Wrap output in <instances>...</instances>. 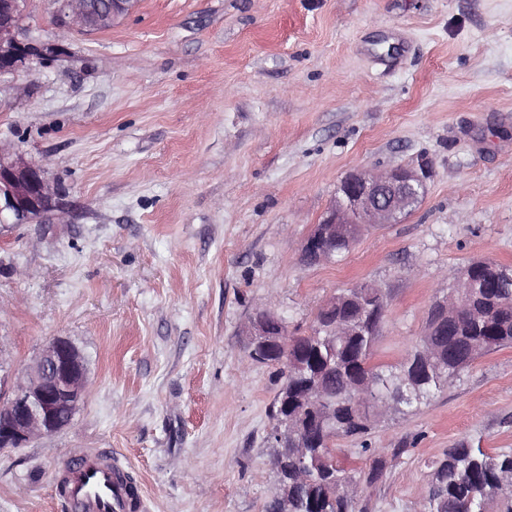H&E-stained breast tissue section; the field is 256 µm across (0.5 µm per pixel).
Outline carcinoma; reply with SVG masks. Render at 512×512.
<instances>
[{"mask_svg":"<svg viewBox=\"0 0 512 512\" xmlns=\"http://www.w3.org/2000/svg\"><path fill=\"white\" fill-rule=\"evenodd\" d=\"M479 279L491 284L498 278L499 265L491 262L470 263ZM357 303L348 304L353 320L361 323L356 336H331L326 332L323 311H318L312 338L300 337L288 348L292 356L307 347L306 364L296 370L292 362L278 364L284 384L272 406L273 419H279L285 396H293L301 382L320 386L328 394H336V436L353 437L368 433L373 420L366 413L347 406L346 381L351 370L366 372L373 378L371 398L391 401L404 416L416 414L419 407L431 401L445 384L459 376L478 357L501 347L512 345V307L496 301L475 299L473 307L482 311L484 320L477 321L463 311L459 326L443 340L452 348L448 365L427 373L413 372L418 352L408 350L396 364L378 363L369 369L357 365L358 359L372 357L384 316L370 315L378 304L374 288H351ZM362 423L351 426L353 414ZM279 495L265 506V512H281L288 502V512H354L344 488L353 484L351 472L335 460L325 445L316 444L301 456L274 455ZM419 512H512V453H492L460 443L444 453L436 462L428 494L420 502Z\"/></svg>","mask_w":512,"mask_h":512,"instance_id":"carcinoma-1","label":"carcinoma"}]
</instances>
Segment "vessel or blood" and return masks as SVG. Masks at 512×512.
Listing matches in <instances>:
<instances>
[{
	"mask_svg": "<svg viewBox=\"0 0 512 512\" xmlns=\"http://www.w3.org/2000/svg\"><path fill=\"white\" fill-rule=\"evenodd\" d=\"M56 496L64 512H141L144 504L142 494L130 489L124 467L98 449L72 454Z\"/></svg>",
	"mask_w": 512,
	"mask_h": 512,
	"instance_id": "b4317fda",
	"label": "vessel or blood"
}]
</instances>
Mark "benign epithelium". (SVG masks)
I'll list each match as a JSON object with an SVG mask.
<instances>
[{"label":"benign epithelium","instance_id":"1","mask_svg":"<svg viewBox=\"0 0 512 512\" xmlns=\"http://www.w3.org/2000/svg\"><path fill=\"white\" fill-rule=\"evenodd\" d=\"M25 0H0V74L16 70L26 63L59 56V48L40 44L22 35L21 19ZM54 15L63 27L78 26L89 30L111 27L128 13L137 0H51ZM426 192L423 169L394 167L369 168L344 178L326 215L303 243L302 251L312 262L331 260V246L342 238L351 244L375 224H395L410 214ZM54 187L44 177L40 166L0 144V224H30L42 219L52 208ZM471 268L460 270L453 289L438 300L420 347L441 364L448 357V346L435 337L448 332L452 320L448 304H461L473 294ZM272 312L258 308L245 326L249 345L266 356L280 359L288 351V324L280 333L267 332L266 321ZM87 387V366L79 349L65 338H54L30 364L23 379L8 395L0 396V450L27 447L33 440L52 436L72 421ZM306 436L295 417L280 419L273 434V447L286 452L293 444L292 433Z\"/></svg>","mask_w":512,"mask_h":512}]
</instances>
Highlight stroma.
<instances>
[{"instance_id":"stroma-1","label":"stroma","mask_w":512,"mask_h":512,"mask_svg":"<svg viewBox=\"0 0 512 512\" xmlns=\"http://www.w3.org/2000/svg\"><path fill=\"white\" fill-rule=\"evenodd\" d=\"M24 24L63 53L0 75V143L60 194L0 226V385L61 336L88 389L63 430L0 451V512H61L79 448L127 464L151 512H264L280 382L246 356L256 308L306 336L331 297L379 285L372 360L394 364L453 272L512 266V0H139L97 31L27 0ZM421 164L410 215L305 260L342 179ZM461 442L512 452V347L332 450L358 512H419Z\"/></svg>"}]
</instances>
